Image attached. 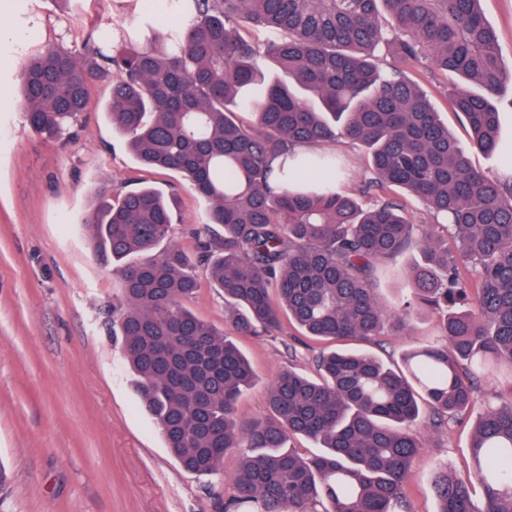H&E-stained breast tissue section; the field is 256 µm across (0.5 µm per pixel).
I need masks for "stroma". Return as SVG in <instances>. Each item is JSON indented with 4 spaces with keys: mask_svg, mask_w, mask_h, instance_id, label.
Wrapping results in <instances>:
<instances>
[{
    "mask_svg": "<svg viewBox=\"0 0 512 512\" xmlns=\"http://www.w3.org/2000/svg\"><path fill=\"white\" fill-rule=\"evenodd\" d=\"M73 30L101 32L153 10L159 27L172 21L155 0H0V465L9 480L0 512H217L233 496L242 450L226 452L215 474L182 468L141 408L121 346L103 311L120 305V279L95 256L83 218L102 188L146 183L178 199L173 240L195 252L192 234L204 204L176 173L141 167L104 110L111 88L93 87L75 135L53 142L28 125L16 104L18 73L31 50L52 39L60 10ZM512 70V0H481ZM329 152L344 174L338 190L357 192L366 153L338 139ZM438 315L425 311L407 333L354 341V350L401 365L406 350L437 339ZM255 383L238 402L248 423L267 413V391L295 368L314 373L328 341L304 337L290 320L279 334L239 338ZM469 419L422 422L421 448L407 483L413 512H436V472L464 473Z\"/></svg>",
    "mask_w": 512,
    "mask_h": 512,
    "instance_id": "stroma-1",
    "label": "stroma"
}]
</instances>
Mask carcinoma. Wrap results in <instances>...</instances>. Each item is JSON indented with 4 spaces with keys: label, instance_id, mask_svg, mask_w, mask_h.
Masks as SVG:
<instances>
[{
    "label": "carcinoma",
    "instance_id": "carcinoma-1",
    "mask_svg": "<svg viewBox=\"0 0 512 512\" xmlns=\"http://www.w3.org/2000/svg\"><path fill=\"white\" fill-rule=\"evenodd\" d=\"M479 2L166 0L175 21L162 32L143 15L68 48L61 23L22 64L19 103L35 132L61 139L106 82L112 129L137 161L179 173L206 206L193 258L171 242L173 203L150 186L103 189L85 224L120 277L112 335L167 448L197 475L248 449L224 512H411L404 486L423 409L435 426L475 415L466 473L434 477L437 512H512V392L482 396V382L512 381V182L467 157L497 150L507 75ZM253 27L275 36L266 53L286 79L259 63L242 34ZM426 62L466 83L449 105L469 128L467 149L415 80ZM339 137L367 152L360 192L380 191L367 205L336 191L322 149ZM297 145L313 150L298 161L303 180L288 162ZM394 188L435 227L417 230ZM411 249L423 262L388 309L375 294L380 266ZM199 266L230 303L228 332L188 307ZM436 309L440 339L403 367L323 353L316 375L271 384L263 420L239 423L254 373L236 337L273 336L286 313L312 339L368 341ZM294 436L321 453L300 456Z\"/></svg>",
    "mask_w": 512,
    "mask_h": 512
}]
</instances>
